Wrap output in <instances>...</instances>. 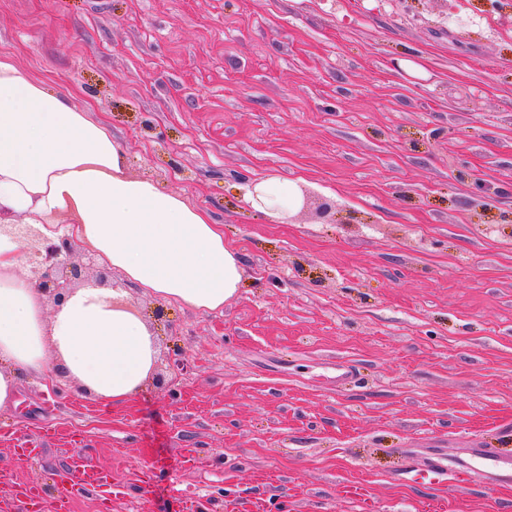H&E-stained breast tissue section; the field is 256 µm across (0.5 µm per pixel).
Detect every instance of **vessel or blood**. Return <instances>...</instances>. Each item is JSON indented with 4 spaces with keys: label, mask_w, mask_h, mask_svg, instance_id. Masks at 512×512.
<instances>
[{
    "label": "vessel or blood",
    "mask_w": 512,
    "mask_h": 512,
    "mask_svg": "<svg viewBox=\"0 0 512 512\" xmlns=\"http://www.w3.org/2000/svg\"><path fill=\"white\" fill-rule=\"evenodd\" d=\"M478 471L484 483L507 488L512 486V453L470 443L453 458L440 455L419 459L406 456L398 476L444 486L448 481L461 480L471 471Z\"/></svg>",
    "instance_id": "vessel-or-blood-1"
}]
</instances>
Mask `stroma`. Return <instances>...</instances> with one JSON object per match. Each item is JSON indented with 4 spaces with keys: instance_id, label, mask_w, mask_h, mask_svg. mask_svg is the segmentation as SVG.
<instances>
[{
    "instance_id": "35a3bbf8",
    "label": "stroma",
    "mask_w": 512,
    "mask_h": 512,
    "mask_svg": "<svg viewBox=\"0 0 512 512\" xmlns=\"http://www.w3.org/2000/svg\"><path fill=\"white\" fill-rule=\"evenodd\" d=\"M482 8L0 0V51L222 225L243 269L210 314L113 271L181 366L113 405L54 370L23 381L0 410V512H21L20 483L56 512L75 458L112 499L77 492L70 512H512V487L392 478L403 448L512 449V34ZM257 177L309 208L258 212Z\"/></svg>"
}]
</instances>
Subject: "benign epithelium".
I'll list each match as a JSON object with an SVG mask.
<instances>
[{
    "label": "benign epithelium",
    "instance_id": "1",
    "mask_svg": "<svg viewBox=\"0 0 512 512\" xmlns=\"http://www.w3.org/2000/svg\"><path fill=\"white\" fill-rule=\"evenodd\" d=\"M0 232L27 237L34 242L31 272L45 298L61 305L86 283L87 265L72 261L77 239L65 234L56 240L44 237L29 224H1Z\"/></svg>",
    "mask_w": 512,
    "mask_h": 512
}]
</instances>
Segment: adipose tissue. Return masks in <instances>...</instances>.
Here are the masks:
<instances>
[{"instance_id": "adipose-tissue-1", "label": "adipose tissue", "mask_w": 512, "mask_h": 512, "mask_svg": "<svg viewBox=\"0 0 512 512\" xmlns=\"http://www.w3.org/2000/svg\"><path fill=\"white\" fill-rule=\"evenodd\" d=\"M253 208L287 222L288 181L253 180ZM23 217L49 237L74 234L127 282L200 312L222 309L242 281L219 225L182 194L130 173L102 122L49 92L12 54H0V215ZM11 234H0V409L20 380L56 363L83 394L120 403L157 360L156 335L120 288L87 284L54 311Z\"/></svg>"}]
</instances>
